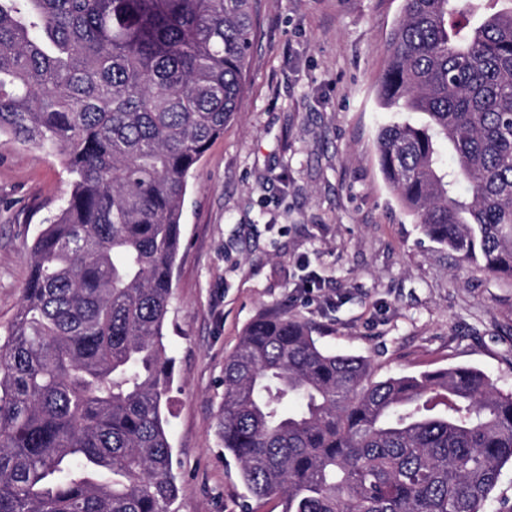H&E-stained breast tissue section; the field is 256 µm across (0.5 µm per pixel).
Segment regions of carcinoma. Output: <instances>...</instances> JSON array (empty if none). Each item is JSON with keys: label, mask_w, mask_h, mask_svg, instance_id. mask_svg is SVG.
I'll return each mask as SVG.
<instances>
[{"label": "carcinoma", "mask_w": 512, "mask_h": 512, "mask_svg": "<svg viewBox=\"0 0 512 512\" xmlns=\"http://www.w3.org/2000/svg\"><path fill=\"white\" fill-rule=\"evenodd\" d=\"M254 4L0 0V135L73 177L0 339V512H173L182 202L237 112ZM377 98L424 116L377 135L399 202L512 280V0H402ZM314 333L272 309L224 360V450L248 493L281 512H485L512 463V394L468 367L376 380Z\"/></svg>", "instance_id": "obj_1"}]
</instances>
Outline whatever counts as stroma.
<instances>
[{
    "label": "stroma",
    "mask_w": 512,
    "mask_h": 512,
    "mask_svg": "<svg viewBox=\"0 0 512 512\" xmlns=\"http://www.w3.org/2000/svg\"><path fill=\"white\" fill-rule=\"evenodd\" d=\"M402 0H258L234 119L183 202L166 339L178 512H279L224 453V357L259 313L288 307L376 378L448 367L512 393V282L459 264L386 185L377 86ZM71 190L58 158L0 137V331L28 247Z\"/></svg>",
    "instance_id": "stroma-1"
}]
</instances>
